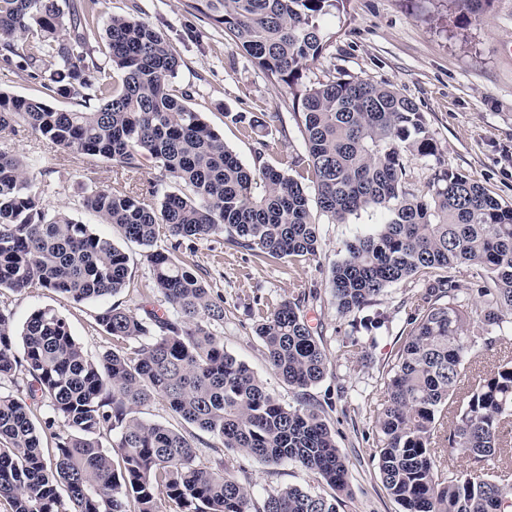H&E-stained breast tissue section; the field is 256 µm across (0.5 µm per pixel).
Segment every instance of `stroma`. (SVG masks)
I'll use <instances>...</instances> for the list:
<instances>
[{
	"label": "stroma",
	"mask_w": 512,
	"mask_h": 512,
	"mask_svg": "<svg viewBox=\"0 0 512 512\" xmlns=\"http://www.w3.org/2000/svg\"><path fill=\"white\" fill-rule=\"evenodd\" d=\"M135 8L161 32L179 60L173 89L189 91L188 106L202 113L244 165L253 164L256 143L229 121V114L237 112L270 114V164L305 157L287 86L272 84L221 29L185 13L179 0H106L105 4L110 13ZM323 26L324 49L306 70L307 80L389 84L423 113L445 167L512 204V0H346L340 16L326 19ZM0 150L53 159L55 171L46 177L51 185L46 196L49 207L87 224L97 235L119 239L116 227L99 223L82 206L87 189L117 185L111 163L66 153L49 138L24 131L0 133ZM381 218L380 212L367 210L346 223L322 225L317 258L293 264L260 261L233 246L224 232L182 244L198 275L224 297L226 316L218 333L225 350L244 361L287 406L296 404L297 393L266 360L255 333L257 309L308 295L304 318L321 337L330 359L324 378L308 394L314 401L331 402L326 416L350 473L351 493L342 497L338 512H400L382 486L374 459V418L363 404L384 400L383 367L397 352L405 324L401 304L410 300L419 284L408 279L392 285L376 305L390 317L389 331L377 342L363 340L358 353L347 354L340 345L354 333L352 318L337 312L328 283L346 242L372 230ZM124 249L130 256L131 285L120 294V301L160 307L159 298H140L152 286L145 248L128 243ZM0 304L12 309L19 325L34 309H54L89 354L114 345L95 322L101 302L76 303L41 290L27 294L2 290ZM222 458L257 502L288 485L325 496L331 493L317 475L293 463L265 465L228 448Z\"/></svg>",
	"instance_id": "stroma-1"
}]
</instances>
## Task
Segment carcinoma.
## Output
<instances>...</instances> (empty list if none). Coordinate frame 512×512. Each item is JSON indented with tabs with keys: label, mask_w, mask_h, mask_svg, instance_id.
<instances>
[{
	"label": "carcinoma",
	"mask_w": 512,
	"mask_h": 512,
	"mask_svg": "<svg viewBox=\"0 0 512 512\" xmlns=\"http://www.w3.org/2000/svg\"><path fill=\"white\" fill-rule=\"evenodd\" d=\"M99 4L71 0L65 12L59 0H0V62L77 100L58 110L1 91L0 132L23 128L130 173L148 159L188 192L97 186L83 196L101 223L147 249L153 290L167 304L160 312L115 301L97 313L100 330L128 350L93 358L55 310H34L18 329L0 306V382L20 369L27 376L16 393L0 392V498L11 512H337L348 468L322 404L304 393L329 358L299 313L301 299L258 308L255 328L271 368L297 391L292 407L224 350L215 330L224 325V297L178 254L184 240L230 230L233 243L261 261L317 257L320 225L305 179L331 224L368 209L383 213L331 267L339 313L375 306L403 280L420 284L408 333L384 366V403L373 410L383 487L402 512H512V467L490 468L505 456L512 462V351L497 348L512 335V205L442 167L428 192L415 194L406 158H437L416 105L387 85L303 80L321 56L324 18L340 14L344 0H182L188 14L222 28L288 87L308 158L295 176L289 170L300 160H264L266 113H225L256 136L247 167L173 90L179 61L163 36L131 13L110 14L101 26ZM100 27L106 52L98 57ZM33 179L20 156L0 151V288L74 302L120 295L129 255L49 209ZM461 266L474 269L472 281L456 278ZM156 398L222 447L262 463H295L335 495L286 486L256 503L223 461L200 460L198 445L211 447L201 436L139 417ZM45 434L54 439L51 463ZM458 456L469 471L455 468Z\"/></svg>",
	"instance_id": "1"
}]
</instances>
